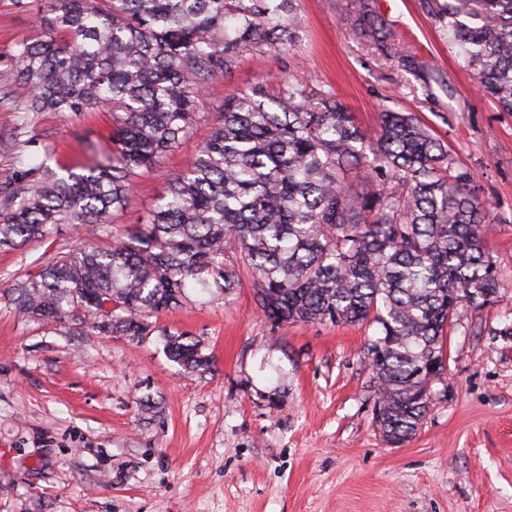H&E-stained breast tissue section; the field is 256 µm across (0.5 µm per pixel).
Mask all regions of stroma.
I'll return each instance as SVG.
<instances>
[{"label": "stroma", "mask_w": 512, "mask_h": 512, "mask_svg": "<svg viewBox=\"0 0 512 512\" xmlns=\"http://www.w3.org/2000/svg\"><path fill=\"white\" fill-rule=\"evenodd\" d=\"M358 0H298L294 46L244 55L206 84L199 111L256 84L298 79L333 91L369 135L385 110L414 113L480 186L493 222L486 249L497 302L460 309L450 360L417 434L387 445L373 425V323L272 329L249 276L231 294L189 291L134 339L93 324L18 314L3 293L99 238L58 225L50 238L0 250V512H512V113L475 89L457 48L422 0L385 15L415 66L361 43L345 17ZM44 0H0V84L18 42L42 36ZM24 130L0 107V182L84 162L112 148L107 112H34ZM208 132L193 134L138 178L115 219H145L170 174ZM198 343L206 368L171 361L162 333Z\"/></svg>", "instance_id": "obj_1"}]
</instances>
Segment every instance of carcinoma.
<instances>
[{"label":"carcinoma","instance_id":"obj_1","mask_svg":"<svg viewBox=\"0 0 512 512\" xmlns=\"http://www.w3.org/2000/svg\"><path fill=\"white\" fill-rule=\"evenodd\" d=\"M44 38L22 41L8 94L20 125L33 112L112 113V153L86 144L79 170L0 182V246L49 237L59 224H97L42 273L10 289L37 320L93 321L132 338L176 309L190 288L251 276L271 329L369 321L373 424L383 441L411 439L448 363L447 328L461 304L498 298L486 252L489 207L470 173L410 112L381 114L370 138L331 91L292 79L254 85L210 118L202 88L246 52L293 43L297 0H46ZM486 96L512 112V0H424ZM358 39L389 54L398 36L360 0ZM66 39L59 43L53 34ZM202 122L211 130L169 178L151 216L112 224L136 178ZM378 190H360L361 173ZM186 369L207 365L196 343L164 335Z\"/></svg>","mask_w":512,"mask_h":512}]
</instances>
